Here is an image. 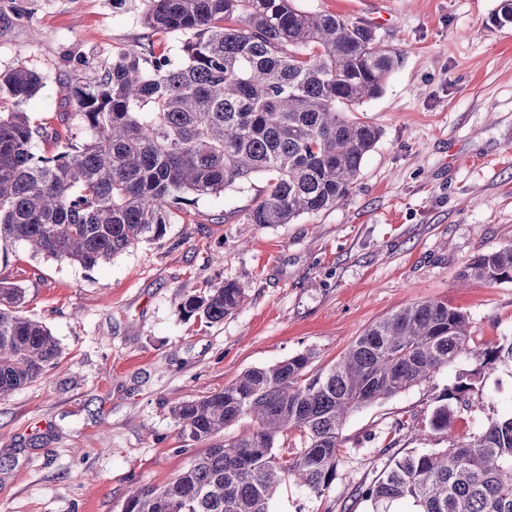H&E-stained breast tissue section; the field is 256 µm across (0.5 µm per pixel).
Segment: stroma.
Segmentation results:
<instances>
[{
  "instance_id": "35a3bbf8",
  "label": "stroma",
  "mask_w": 512,
  "mask_h": 512,
  "mask_svg": "<svg viewBox=\"0 0 512 512\" xmlns=\"http://www.w3.org/2000/svg\"><path fill=\"white\" fill-rule=\"evenodd\" d=\"M501 0H296L299 9L371 26L402 50L382 93L355 115L380 137L335 207L289 224H248L251 194L203 198L143 243L94 269L0 246V279L24 288L62 356L38 381L0 397V512H121L134 486L162 487L202 447L183 440L174 403L245 370L298 354L335 364L371 324L419 302L464 311L475 343L512 336V282L458 275L512 245V24ZM137 0H0V72L23 63L44 87L26 110L60 127L73 73L97 78L147 40ZM233 281L241 307L204 326L184 295ZM462 358L404 393L355 411L335 479L321 497L282 488L270 512H369L357 495L386 469L385 446L448 447L504 417L512 370L484 378L481 406L431 426Z\"/></svg>"
}]
</instances>
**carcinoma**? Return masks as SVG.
<instances>
[{"mask_svg":"<svg viewBox=\"0 0 512 512\" xmlns=\"http://www.w3.org/2000/svg\"><path fill=\"white\" fill-rule=\"evenodd\" d=\"M143 24L183 37L175 59L149 40L121 52L100 78L75 76L65 90L77 146L31 122L25 106L44 87L21 63L0 73V244L85 268L165 236L183 206L203 197L264 189L247 224H288L349 196L379 132L347 116L378 96L402 53L373 29L295 0H144ZM52 141L38 154L36 142ZM462 282L512 281V246L484 252ZM244 300L236 283H207L180 313L208 326ZM25 291L0 279V396L57 364L58 342L19 315ZM468 357L448 400L480 405L482 376L512 366V336L476 344L468 316L442 301L407 306L368 327L342 358L313 372L298 354L243 372L224 388L171 407L181 436L207 444L162 488L135 487L122 512H270L293 482L321 497L331 488L348 416L394 397ZM453 408L436 409L433 429ZM248 418L234 436L220 434ZM297 435L301 448L288 449ZM371 512H512V414L447 448L394 455L360 492Z\"/></svg>","mask_w":512,"mask_h":512,"instance_id":"1","label":"carcinoma"}]
</instances>
